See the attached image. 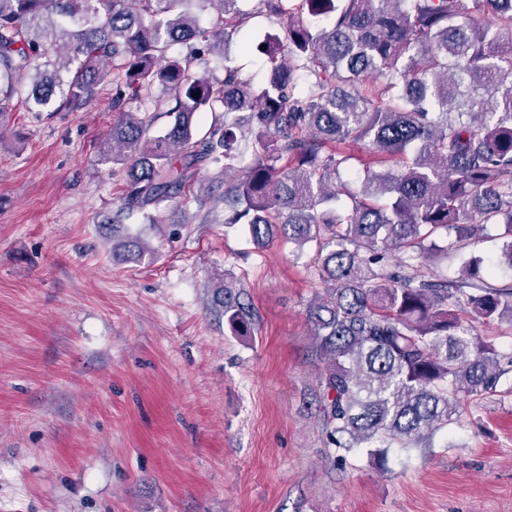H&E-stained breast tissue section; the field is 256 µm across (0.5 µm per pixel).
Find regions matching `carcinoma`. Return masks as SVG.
I'll return each mask as SVG.
<instances>
[{
	"instance_id": "obj_1",
	"label": "carcinoma",
	"mask_w": 512,
	"mask_h": 512,
	"mask_svg": "<svg viewBox=\"0 0 512 512\" xmlns=\"http://www.w3.org/2000/svg\"><path fill=\"white\" fill-rule=\"evenodd\" d=\"M241 2L0 0V112L25 88L45 112L77 111L110 81L120 117L102 161L125 172L118 217L158 226L160 206L200 201L197 176L214 165L224 223L246 225L260 248L315 245L322 432L338 463L365 448L382 469L387 448L427 445L512 374V355L473 329L512 325V288L486 282L480 256L460 281L426 265L490 224L512 267V46L495 48L512 35V0H259L282 32L240 43L265 57L268 82L226 65L217 89L209 58L223 57ZM189 42L198 50L171 53ZM155 85L169 97L125 110ZM361 143L380 169L350 193L340 169ZM112 254L155 249L125 236ZM213 295L234 334L251 335L235 287Z\"/></svg>"
}]
</instances>
